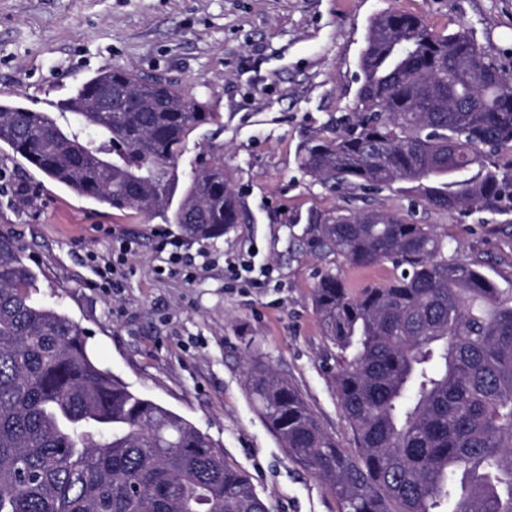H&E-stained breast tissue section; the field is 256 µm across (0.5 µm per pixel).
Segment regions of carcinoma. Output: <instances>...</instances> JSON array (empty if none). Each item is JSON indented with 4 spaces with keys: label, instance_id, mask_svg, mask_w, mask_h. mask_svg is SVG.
Returning <instances> with one entry per match:
<instances>
[{
    "label": "carcinoma",
    "instance_id": "cac0c4a2",
    "mask_svg": "<svg viewBox=\"0 0 512 512\" xmlns=\"http://www.w3.org/2000/svg\"><path fill=\"white\" fill-rule=\"evenodd\" d=\"M356 112L304 147L328 188L408 184L407 211L512 215V76L461 28L411 14L368 25ZM65 111L0 102V144L74 194L224 236L245 210L220 160L179 189L190 130L213 113L162 78L99 70ZM77 125L63 124L65 113ZM180 202L170 210L176 192ZM350 265L399 273L353 293L326 272L314 309L339 351L336 394L358 448H339L299 392L253 364L248 396L340 512H512V304L429 224L386 210L312 220ZM36 276L0 236V512H270L189 421L91 358L84 331L32 299Z\"/></svg>",
    "mask_w": 512,
    "mask_h": 512
}]
</instances>
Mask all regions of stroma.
<instances>
[{
    "mask_svg": "<svg viewBox=\"0 0 512 512\" xmlns=\"http://www.w3.org/2000/svg\"><path fill=\"white\" fill-rule=\"evenodd\" d=\"M393 11L436 30L467 26L512 73V0H0V101L41 110L97 71L119 66L179 84L214 118L188 136V178L211 151L247 218L223 237L109 209L48 179L0 146V236L34 271L36 301L84 329L94 361L128 388L183 416L249 476L272 512H340L332 492L289 459L245 390L258 361L288 378L340 447L354 449L334 383L335 345L313 310L321 274L359 291L385 284L391 264L352 267L312 244L310 220L336 209L405 211L399 189L329 190L300 165L356 104L370 21ZM449 255L478 260L512 293V217L418 208ZM179 246L170 261L166 242ZM115 261L110 283L97 266ZM266 264L261 285L231 266Z\"/></svg>",
    "mask_w": 512,
    "mask_h": 512,
    "instance_id": "obj_1",
    "label": "stroma"
}]
</instances>
